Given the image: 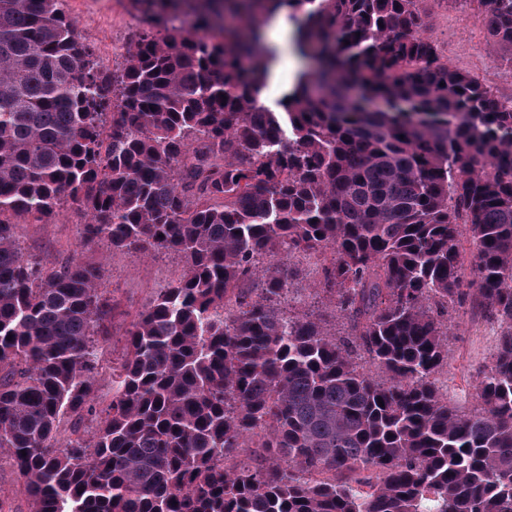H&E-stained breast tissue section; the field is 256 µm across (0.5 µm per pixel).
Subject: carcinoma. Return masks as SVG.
I'll return each instance as SVG.
<instances>
[{
	"label": "carcinoma",
	"instance_id": "cac0c4a2",
	"mask_svg": "<svg viewBox=\"0 0 512 512\" xmlns=\"http://www.w3.org/2000/svg\"><path fill=\"white\" fill-rule=\"evenodd\" d=\"M128 2L108 70L60 0H0V454L28 512H512V97L448 64L426 0ZM465 2L512 61V0ZM283 13L307 67L272 109ZM64 207L83 246L183 262L89 439L103 268L16 233ZM294 254L341 328L293 307ZM466 303L500 325L468 411L436 383Z\"/></svg>",
	"mask_w": 512,
	"mask_h": 512
}]
</instances>
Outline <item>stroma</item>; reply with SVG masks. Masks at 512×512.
Here are the masks:
<instances>
[{"mask_svg":"<svg viewBox=\"0 0 512 512\" xmlns=\"http://www.w3.org/2000/svg\"><path fill=\"white\" fill-rule=\"evenodd\" d=\"M62 7L82 38L107 54L110 67L123 61L139 27L131 13L108 9L106 0H62ZM425 8L428 33L449 64L474 75L497 94L512 97V63L494 59L482 15L460 11L456 0H427ZM82 221L80 214L67 209L43 224L18 225L17 233L22 246L44 266H57L78 248L86 262L103 267V286L118 304L105 364L95 377L97 407L104 410L112 400V365L122 357L128 329L150 307L157 291L178 278L182 262L174 255L143 257L103 244L80 247ZM452 316L458 329L448 343V361L439 375L440 392L448 401L469 408L475 403L476 375L490 365L496 351L497 326L466 307L455 309Z\"/></svg>","mask_w":512,"mask_h":512,"instance_id":"stroma-1","label":"stroma"}]
</instances>
